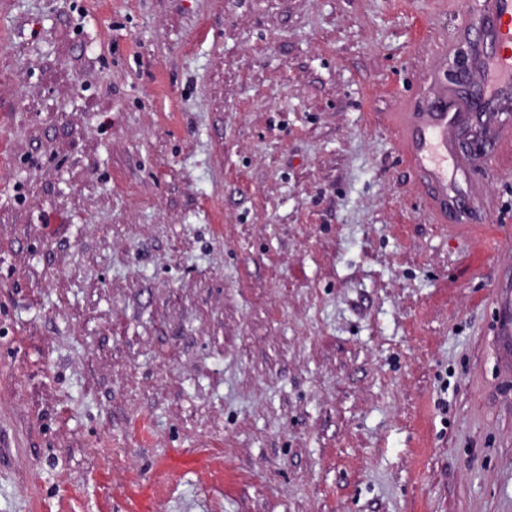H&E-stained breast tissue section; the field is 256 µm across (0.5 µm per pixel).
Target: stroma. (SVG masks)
Instances as JSON below:
<instances>
[{
    "label": "stroma",
    "mask_w": 512,
    "mask_h": 512,
    "mask_svg": "<svg viewBox=\"0 0 512 512\" xmlns=\"http://www.w3.org/2000/svg\"><path fill=\"white\" fill-rule=\"evenodd\" d=\"M468 8L0 0V512H512V251L389 125ZM494 336L499 344L505 346L509 353L504 356L500 366L505 376H511L512 363V290L502 288L500 291L499 318L496 321Z\"/></svg>",
    "instance_id": "1"
}]
</instances>
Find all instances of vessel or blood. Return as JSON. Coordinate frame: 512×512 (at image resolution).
I'll return each mask as SVG.
<instances>
[{
    "instance_id": "vessel-or-blood-1",
    "label": "vessel or blood",
    "mask_w": 512,
    "mask_h": 512,
    "mask_svg": "<svg viewBox=\"0 0 512 512\" xmlns=\"http://www.w3.org/2000/svg\"><path fill=\"white\" fill-rule=\"evenodd\" d=\"M468 49L474 93L445 77L442 64ZM438 59L417 100L393 113L391 127L399 153L416 175L433 223L471 228L472 212L484 205L479 171L490 157L512 160V0H473L465 20L439 44ZM487 137L494 153L463 154L470 133ZM494 334L512 348V290L500 291Z\"/></svg>"
}]
</instances>
